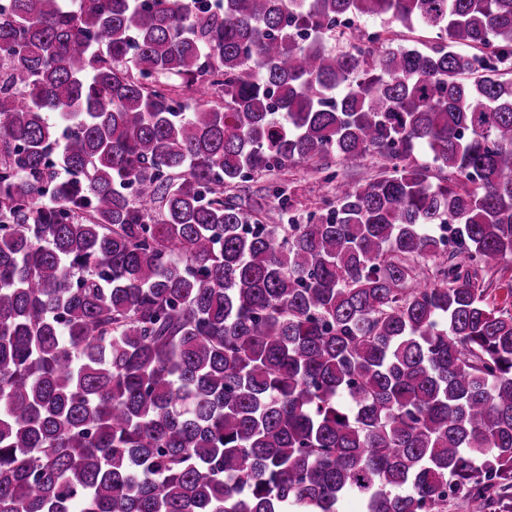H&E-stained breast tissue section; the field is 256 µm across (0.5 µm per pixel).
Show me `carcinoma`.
Segmentation results:
<instances>
[{
	"instance_id": "obj_1",
	"label": "carcinoma",
	"mask_w": 512,
	"mask_h": 512,
	"mask_svg": "<svg viewBox=\"0 0 512 512\" xmlns=\"http://www.w3.org/2000/svg\"><path fill=\"white\" fill-rule=\"evenodd\" d=\"M511 258L512 0H8L0 512L512 509ZM320 175L312 166L295 165L286 170H274L257 176L253 182L246 184L249 186V189L246 188V193L236 190L227 192L226 195L237 194L244 197L246 194L251 197V203H254V200L263 202L259 197L264 195L265 192L264 190L260 191V189L272 183L283 181L287 184L288 194L291 195L292 212L297 216H304L306 212L316 206L322 196L336 193L334 186L322 182Z\"/></svg>"
}]
</instances>
